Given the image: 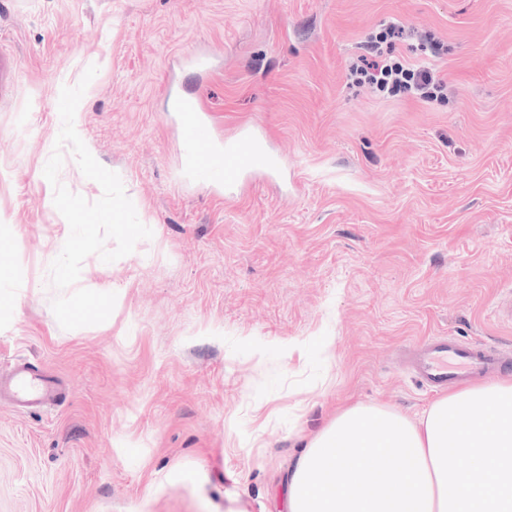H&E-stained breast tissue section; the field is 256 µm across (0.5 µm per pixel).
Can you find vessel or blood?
Instances as JSON below:
<instances>
[{
  "instance_id": "obj_1",
  "label": "vessel or blood",
  "mask_w": 512,
  "mask_h": 512,
  "mask_svg": "<svg viewBox=\"0 0 512 512\" xmlns=\"http://www.w3.org/2000/svg\"><path fill=\"white\" fill-rule=\"evenodd\" d=\"M170 109L180 130L185 180L230 191L252 172L276 169V160L255 131H242L224 142L215 140L199 99L173 93ZM503 363L498 351L487 344L432 336L414 350L411 369L427 389L444 390L483 376ZM58 398L54 380L32 370L28 361L14 362L8 376L0 377V400L15 407H50Z\"/></svg>"
}]
</instances>
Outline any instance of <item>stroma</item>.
Segmentation results:
<instances>
[{"mask_svg": "<svg viewBox=\"0 0 512 512\" xmlns=\"http://www.w3.org/2000/svg\"><path fill=\"white\" fill-rule=\"evenodd\" d=\"M390 18L445 102L347 85ZM0 51V363L63 393L0 405V512H287L338 407L433 401L428 337L512 373V0H0ZM172 86L277 171L185 182Z\"/></svg>", "mask_w": 512, "mask_h": 512, "instance_id": "1", "label": "stroma"}]
</instances>
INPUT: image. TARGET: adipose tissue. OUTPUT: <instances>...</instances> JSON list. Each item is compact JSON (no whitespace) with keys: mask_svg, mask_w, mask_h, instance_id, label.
Here are the masks:
<instances>
[{"mask_svg":"<svg viewBox=\"0 0 512 512\" xmlns=\"http://www.w3.org/2000/svg\"><path fill=\"white\" fill-rule=\"evenodd\" d=\"M288 512H512V377L449 390L415 418L337 409L290 468Z\"/></svg>","mask_w":512,"mask_h":512,"instance_id":"1","label":"adipose tissue"}]
</instances>
